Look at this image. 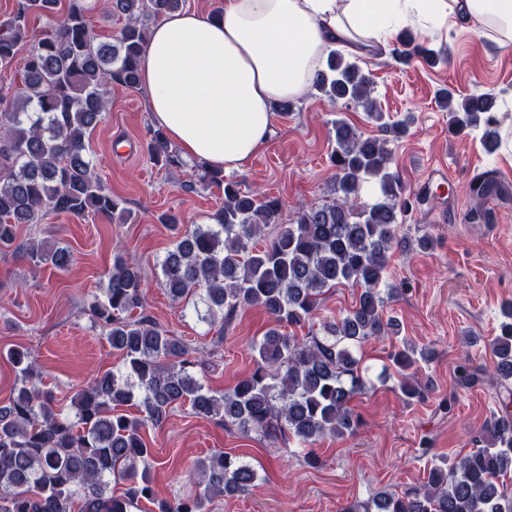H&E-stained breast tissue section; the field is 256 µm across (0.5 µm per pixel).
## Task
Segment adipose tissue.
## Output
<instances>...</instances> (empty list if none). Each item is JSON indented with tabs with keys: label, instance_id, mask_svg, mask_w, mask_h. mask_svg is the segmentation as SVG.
Listing matches in <instances>:
<instances>
[{
	"label": "adipose tissue",
	"instance_id": "obj_1",
	"mask_svg": "<svg viewBox=\"0 0 512 512\" xmlns=\"http://www.w3.org/2000/svg\"><path fill=\"white\" fill-rule=\"evenodd\" d=\"M478 22L512 44V0H224L221 17L168 15L150 30L140 84L154 126L184 160L241 168L267 141L273 107L298 100L330 50H386L403 24Z\"/></svg>",
	"mask_w": 512,
	"mask_h": 512
}]
</instances>
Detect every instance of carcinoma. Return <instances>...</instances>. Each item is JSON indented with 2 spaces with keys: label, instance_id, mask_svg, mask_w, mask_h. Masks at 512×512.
Instances as JSON below:
<instances>
[{
  "label": "carcinoma",
  "instance_id": "cac0c4a2",
  "mask_svg": "<svg viewBox=\"0 0 512 512\" xmlns=\"http://www.w3.org/2000/svg\"><path fill=\"white\" fill-rule=\"evenodd\" d=\"M185 0H105L104 10L125 19L114 38H100L86 0H71L58 15L59 0H19L0 22V72L12 69L24 45L22 67L13 78L14 99L0 96V245L8 246L22 224H39L49 213L93 214L124 224L131 212L112 193L86 150L88 134L104 119L112 88L139 86V60L148 25L182 10ZM45 19L39 36L30 16ZM401 44L431 64L443 52L416 42L406 29ZM312 90L332 104L362 108L395 138L415 116L388 123L372 98L371 79L342 53L328 54L314 73ZM448 128H480L487 152L499 148L496 98L485 93L440 92ZM386 138L366 136L344 119L332 122L330 162L335 169L323 203L299 209L294 222L280 223V198L244 192L224 173L200 168L198 182L224 190V206L209 224L181 232L160 263L161 285L175 300L201 301L203 320L225 327L246 307L262 308L272 326L253 340V366L229 390L204 383L205 353L171 336L146 312L142 274L135 258L118 254L107 273L104 299L90 307L106 331L122 369L106 371L71 399L74 417L55 408L42 388L35 351L10 353L21 387L0 405V512H209L220 496L253 486L257 470L224 452L195 461L189 479L202 490L158 501L148 477L152 451L146 428L161 426L174 405L189 402L194 414L226 427L255 433L271 443L304 448L326 438L353 434L360 418L350 407L368 378L354 355L372 336L397 334L399 323L384 318V306L399 289L387 281L391 251L402 224L427 198L405 192L391 171ZM148 159L167 169L184 161L165 133L150 131ZM371 187L379 193L363 200ZM471 224H483L485 204L501 184L492 170L468 185ZM34 266L66 271L75 256L67 247L26 248ZM339 286L361 289L353 309L297 336L290 327L314 326L325 295ZM500 332L491 343L499 383L512 381V303L501 309ZM429 350L403 344L390 354L397 387L408 401L425 400L412 371L431 358ZM136 403L135 415L119 408ZM512 398L486 426L487 445L453 463L432 466L423 483L399 496L377 493L350 512H512L505 477L512 471ZM123 481L112 493V479Z\"/></svg>",
  "mask_w": 512,
  "mask_h": 512
}]
</instances>
